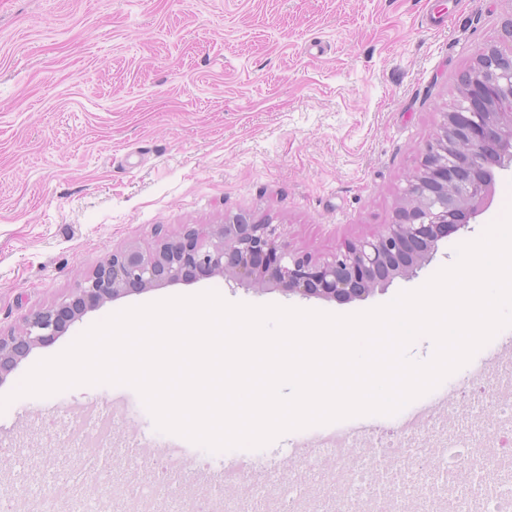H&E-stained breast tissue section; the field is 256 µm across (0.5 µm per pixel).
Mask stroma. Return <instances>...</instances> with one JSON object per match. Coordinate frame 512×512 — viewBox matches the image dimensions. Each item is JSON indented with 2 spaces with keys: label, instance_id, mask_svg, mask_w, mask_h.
I'll list each match as a JSON object with an SVG mask.
<instances>
[{
  "label": "stroma",
  "instance_id": "1",
  "mask_svg": "<svg viewBox=\"0 0 512 512\" xmlns=\"http://www.w3.org/2000/svg\"><path fill=\"white\" fill-rule=\"evenodd\" d=\"M512 0H0V329L60 302L113 251L154 245L156 226L177 236L194 224L249 214L280 225L294 248L315 255L388 223L418 151L459 95L476 53L498 43ZM512 173L499 172L491 207L440 242L430 262L368 298L339 303L258 289L221 275L131 294L88 311L49 345L37 347L0 384V449L53 458L44 472L0 459V499L35 512V487L74 477L80 466L70 430L77 410L109 416L112 466L129 438L146 459H174L208 485L174 486L183 504L232 498L252 465L269 473L253 496L277 512L283 487L317 472L299 503L345 496L323 441L369 430L374 451L349 450L348 466L395 467L388 445L406 437L408 415L439 395L446 403L417 429L427 443L412 469L435 482L443 446L458 442L450 419L478 415L484 454L512 448V429L477 382L500 350L506 327L459 370L393 415H363L283 433L260 449L239 448L225 474L223 452L161 431L127 385H78L46 397L12 392L40 360L65 350L111 314L177 296L217 292L230 303L280 305L338 315L388 303L457 261L458 245L499 220ZM125 477L79 481L62 512L118 504L139 512Z\"/></svg>",
  "mask_w": 512,
  "mask_h": 512
}]
</instances>
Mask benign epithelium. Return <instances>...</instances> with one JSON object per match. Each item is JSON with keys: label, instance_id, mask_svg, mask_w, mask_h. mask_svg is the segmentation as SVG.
Listing matches in <instances>:
<instances>
[{"label": "benign epithelium", "instance_id": "7a95c632", "mask_svg": "<svg viewBox=\"0 0 512 512\" xmlns=\"http://www.w3.org/2000/svg\"><path fill=\"white\" fill-rule=\"evenodd\" d=\"M462 96L480 105L440 113L432 140L420 152L402 189L404 204L389 223L367 237L314 257L281 241L280 225L239 213L200 231L170 237L156 227L152 250L129 247L112 253L75 293L22 324L0 332V383L41 345L63 335L89 310L130 293L188 281L194 274L230 275L288 295L345 303L368 297L376 287L407 277L425 265L439 242L466 227L489 205L495 170L512 168V19L502 43L478 51Z\"/></svg>", "mask_w": 512, "mask_h": 512}]
</instances>
